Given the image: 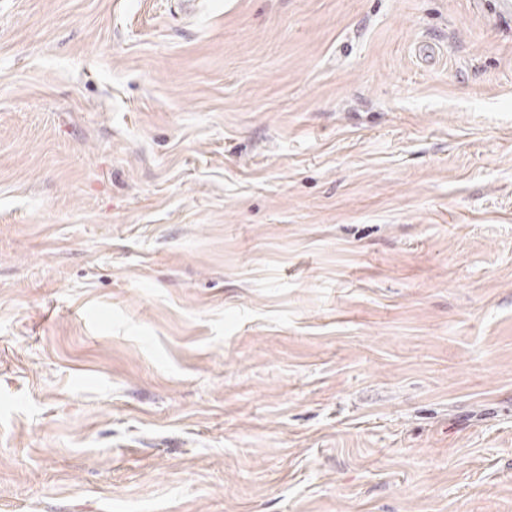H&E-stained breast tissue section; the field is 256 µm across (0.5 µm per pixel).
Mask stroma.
<instances>
[{"mask_svg": "<svg viewBox=\"0 0 512 512\" xmlns=\"http://www.w3.org/2000/svg\"><path fill=\"white\" fill-rule=\"evenodd\" d=\"M495 0H0V512H512Z\"/></svg>", "mask_w": 512, "mask_h": 512, "instance_id": "obj_1", "label": "stroma"}]
</instances>
